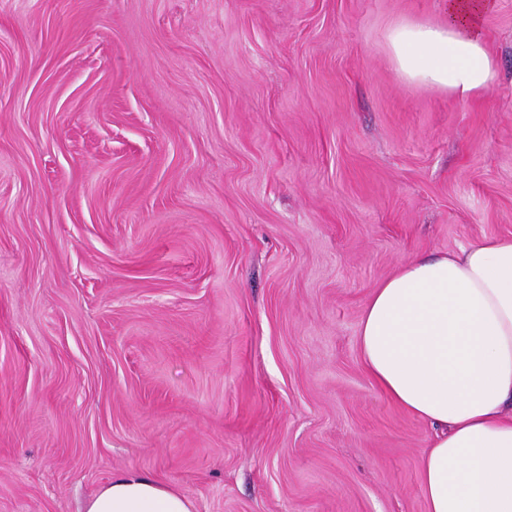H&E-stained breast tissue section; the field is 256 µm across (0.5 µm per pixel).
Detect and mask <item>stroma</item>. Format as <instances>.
I'll return each instance as SVG.
<instances>
[{
  "label": "stroma",
  "instance_id": "1",
  "mask_svg": "<svg viewBox=\"0 0 512 512\" xmlns=\"http://www.w3.org/2000/svg\"><path fill=\"white\" fill-rule=\"evenodd\" d=\"M444 0H0V512L120 471L196 512H426L357 344L417 256L512 235V0L479 98L386 42Z\"/></svg>",
  "mask_w": 512,
  "mask_h": 512
}]
</instances>
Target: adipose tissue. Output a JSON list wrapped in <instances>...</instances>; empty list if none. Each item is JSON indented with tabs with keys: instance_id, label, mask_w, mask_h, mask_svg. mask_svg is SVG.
Here are the masks:
<instances>
[{
	"instance_id": "adipose-tissue-1",
	"label": "adipose tissue",
	"mask_w": 512,
	"mask_h": 512,
	"mask_svg": "<svg viewBox=\"0 0 512 512\" xmlns=\"http://www.w3.org/2000/svg\"><path fill=\"white\" fill-rule=\"evenodd\" d=\"M496 0H446L443 25L402 23L398 71L467 100L494 77L483 28ZM387 396L435 433L421 460L427 512H512V236L416 257L372 291L357 335ZM82 512H195L183 492L125 472Z\"/></svg>"
}]
</instances>
